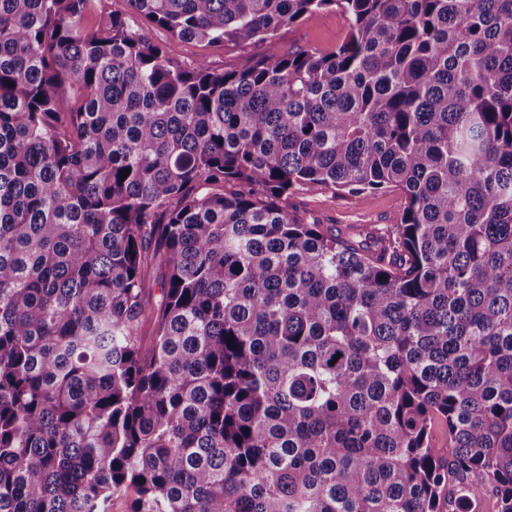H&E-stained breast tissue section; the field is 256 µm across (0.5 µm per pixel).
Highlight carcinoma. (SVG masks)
I'll return each instance as SVG.
<instances>
[{
    "mask_svg": "<svg viewBox=\"0 0 512 512\" xmlns=\"http://www.w3.org/2000/svg\"><path fill=\"white\" fill-rule=\"evenodd\" d=\"M102 2L0 0V512H512V0ZM347 33V21L336 9L315 12L296 24L284 27L263 42L229 43L222 49L199 42L175 43V57L182 62L203 60L212 69L224 71L238 68L249 57L281 56L297 46L315 47L322 52L336 48ZM403 199L397 192L368 194L361 199L338 195L329 190H294L288 195V208L310 223L344 227L395 224Z\"/></svg>",
    "mask_w": 512,
    "mask_h": 512,
    "instance_id": "obj_1",
    "label": "carcinoma"
}]
</instances>
